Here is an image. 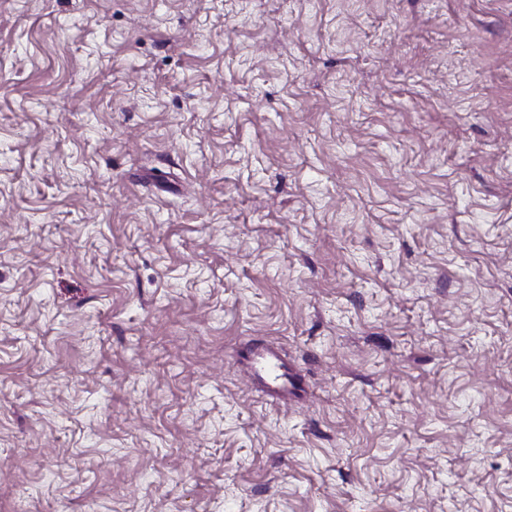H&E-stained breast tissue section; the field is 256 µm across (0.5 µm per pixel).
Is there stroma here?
Returning a JSON list of instances; mask_svg holds the SVG:
<instances>
[{
	"mask_svg": "<svg viewBox=\"0 0 512 512\" xmlns=\"http://www.w3.org/2000/svg\"><path fill=\"white\" fill-rule=\"evenodd\" d=\"M0 512H512V0H0ZM247 360L252 376L272 395L288 397L295 390L288 363L275 351L252 352Z\"/></svg>",
	"mask_w": 512,
	"mask_h": 512,
	"instance_id": "1",
	"label": "stroma"
}]
</instances>
